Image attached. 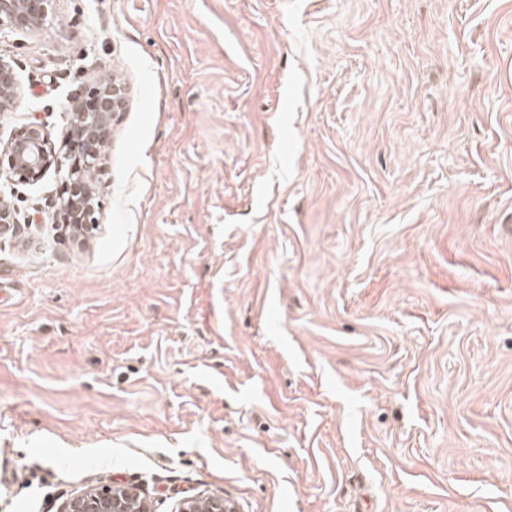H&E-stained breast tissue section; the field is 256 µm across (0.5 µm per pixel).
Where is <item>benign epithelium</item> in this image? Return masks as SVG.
Masks as SVG:
<instances>
[{
	"label": "benign epithelium",
	"instance_id": "benign-epithelium-1",
	"mask_svg": "<svg viewBox=\"0 0 512 512\" xmlns=\"http://www.w3.org/2000/svg\"><path fill=\"white\" fill-rule=\"evenodd\" d=\"M50 0H0V32L5 29L32 30L48 18ZM18 95V80L13 66L0 59V107L11 106ZM124 103L123 90L116 84L98 86L73 98V111L65 133V152L53 147L44 127L36 122L16 129L0 141V174L20 184H36L50 169L68 166L62 180L59 213L66 224L83 230L97 223L98 197L103 173V150L115 112ZM92 168L95 176L87 180L83 170ZM22 232L15 212L0 208V237ZM58 512H149L142 488L136 484L108 488L89 487L66 499ZM176 512H236L221 496H191L180 500Z\"/></svg>",
	"mask_w": 512,
	"mask_h": 512
}]
</instances>
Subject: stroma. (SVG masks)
I'll use <instances>...</instances> for the list:
<instances>
[{"mask_svg": "<svg viewBox=\"0 0 512 512\" xmlns=\"http://www.w3.org/2000/svg\"><path fill=\"white\" fill-rule=\"evenodd\" d=\"M0 139L125 91L92 231L0 176V512H512V0H52ZM58 512H149V504L136 484L89 487L66 499ZM177 512H236L234 505L221 496L185 497L177 504Z\"/></svg>", "mask_w": 512, "mask_h": 512, "instance_id": "1", "label": "stroma"}]
</instances>
